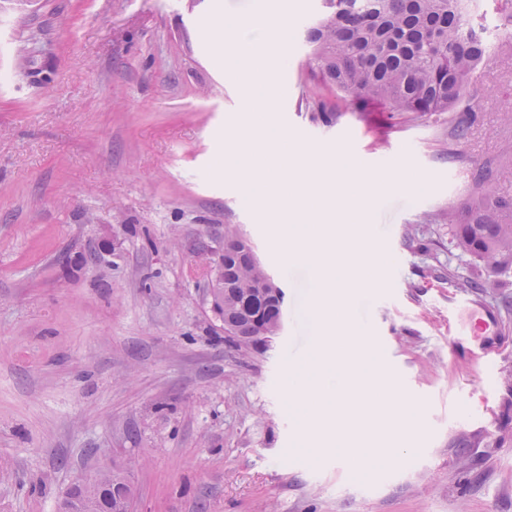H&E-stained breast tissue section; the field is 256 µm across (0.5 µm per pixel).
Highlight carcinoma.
Instances as JSON below:
<instances>
[{
    "instance_id": "1",
    "label": "carcinoma",
    "mask_w": 512,
    "mask_h": 512,
    "mask_svg": "<svg viewBox=\"0 0 512 512\" xmlns=\"http://www.w3.org/2000/svg\"><path fill=\"white\" fill-rule=\"evenodd\" d=\"M466 0H323V15L307 28L310 63L323 83L344 95L353 112L374 103L389 112L433 116L468 112L463 90L487 61ZM455 247L497 279L512 275V197L473 198L448 209ZM211 311L224 340L260 351L279 335L285 297L276 298L250 242L224 236V265ZM131 501H100L68 489L58 512H130Z\"/></svg>"
}]
</instances>
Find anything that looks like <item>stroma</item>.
Returning <instances> with one entry per match:
<instances>
[{
    "instance_id": "stroma-1",
    "label": "stroma",
    "mask_w": 512,
    "mask_h": 512,
    "mask_svg": "<svg viewBox=\"0 0 512 512\" xmlns=\"http://www.w3.org/2000/svg\"><path fill=\"white\" fill-rule=\"evenodd\" d=\"M290 20L275 70L278 121L301 141L428 176L392 193L404 265L377 310L378 360L410 385L420 459L366 477L299 440L281 383L306 354V267L285 269L271 227L221 169L241 91L216 51L253 0H0V512H57L66 490L115 468L132 512H512V282L487 287L445 221L477 195L512 196V41L497 0H471L490 61L473 112H342L308 61L320 0H275ZM28 47L21 57L20 47ZM466 182L457 185L454 173ZM228 233L285 293L261 353L225 344L207 301ZM500 334L448 326L459 280ZM462 336V335H461ZM495 346L492 380L474 356Z\"/></svg>"
}]
</instances>
